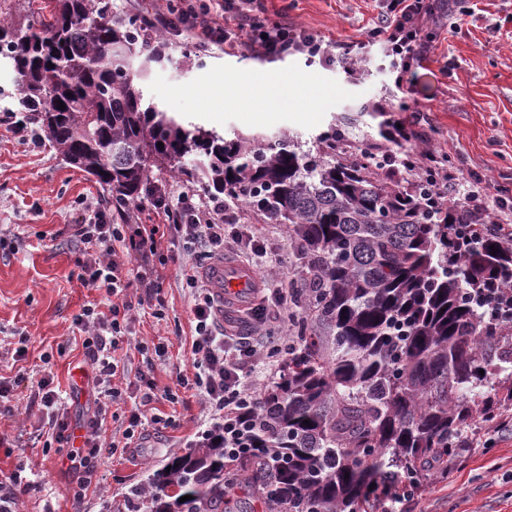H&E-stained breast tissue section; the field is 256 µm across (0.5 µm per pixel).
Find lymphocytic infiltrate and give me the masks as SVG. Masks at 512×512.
Returning a JSON list of instances; mask_svg holds the SVG:
<instances>
[{
    "label": "lymphocytic infiltrate",
    "instance_id": "f902f5d3",
    "mask_svg": "<svg viewBox=\"0 0 512 512\" xmlns=\"http://www.w3.org/2000/svg\"><path fill=\"white\" fill-rule=\"evenodd\" d=\"M386 2L385 11L364 39L332 42L312 29L269 19L264 0H206L199 7L176 5L172 0L161 7L154 0H138L139 36L150 43L160 34H183L200 54L216 48L228 54L256 52L271 59L304 54L342 65L353 63L364 50L377 46L399 65L397 83L410 84L434 49L431 28L446 0ZM370 108L379 114L385 129L371 154L374 169L403 171L439 202L466 209L475 223L512 244V206L492 193L490 178L443 169L439 152L418 150L424 137L420 118L401 116L391 100L372 101ZM150 205L152 221L144 224L131 220L126 210L114 212L102 202H91L87 205L88 218L75 230L74 272L78 281L84 287L104 291L110 299L106 310L87 307L77 320L84 356L96 372L101 395L86 421L81 446L73 444L68 409L52 378L37 383V404L46 416L47 435L58 447L71 451L70 460L78 472L73 493L77 500L91 487L102 452L113 455L128 450L141 438L146 424L160 429L175 426L170 416L145 417L144 408L163 400L177 403L182 389L198 396L207 432H223L225 448L235 452L233 440L257 402L259 382L272 376L287 354L286 347L276 344L273 337L254 339L221 325L217 295L210 282L192 273L185 279L194 297L191 374L179 375L176 388L158 386L152 370L155 360L168 353L162 339L137 344L142 366L136 372L119 367L115 353L130 333L128 313L133 303L150 304L160 295L159 269L168 259L165 244L177 246L184 255L206 259L223 257L230 250L257 258L266 253L248 227L227 234L226 227L235 224L236 215L223 199H206L190 188H167L151 193ZM133 287L141 290L134 302L128 299ZM111 420L120 424L122 436L108 441L103 433Z\"/></svg>",
    "mask_w": 512,
    "mask_h": 512
}]
</instances>
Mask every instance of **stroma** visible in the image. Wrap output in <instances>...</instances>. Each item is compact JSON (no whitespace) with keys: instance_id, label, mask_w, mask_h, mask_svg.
I'll list each match as a JSON object with an SVG mask.
<instances>
[{"instance_id":"35a3bbf8","label":"stroma","mask_w":512,"mask_h":512,"mask_svg":"<svg viewBox=\"0 0 512 512\" xmlns=\"http://www.w3.org/2000/svg\"><path fill=\"white\" fill-rule=\"evenodd\" d=\"M381 0H267L270 18H286L318 31L327 40L351 41L372 27ZM468 8L461 30L449 33L448 20L435 26L427 64L429 91L397 88L389 57L374 53L366 72L351 77L339 65L298 54L270 61L260 56L195 53L180 36L166 35L162 63L154 65L145 97L183 124H197L225 137L233 133L288 135L296 151L312 149L317 136L337 129L346 137L372 139L380 118L363 106L388 96L395 106L423 110L429 140L448 148V165L478 171L493 183L512 179V0H461ZM12 71L0 69V231L21 240L18 252L0 251V379L14 382L6 399L17 407L0 418V486L21 482L19 498L1 504L5 512H144L140 491L154 471L196 443L201 424L199 400L182 393L178 404L159 403V412L177 425L162 431L146 425L140 446L124 456H102L97 485L74 502L77 474L67 451L46 447L43 413L33 402L38 381L53 377L72 424L95 408L98 389L87 364L76 320L84 307L105 302L104 292L80 285L74 268L73 235L78 200L85 195L110 201L92 176L69 164L50 142L33 145L14 130L6 110L13 107ZM300 83L324 98L321 111L284 105L263 119L242 103L240 93L273 79ZM240 221L255 225L268 243L263 266L246 261L269 287L297 279L284 225L265 223L248 207ZM185 261L162 268L164 319L132 311L131 333L122 353L129 368L141 357L142 339L167 337L166 360L156 362L159 386H172L189 372L191 297L184 283ZM403 512H512V426L499 432L493 448L471 449L447 477L424 483Z\"/></svg>"}]
</instances>
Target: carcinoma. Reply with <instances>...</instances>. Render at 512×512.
<instances>
[{"label":"carcinoma","instance_id":"obj_1","mask_svg":"<svg viewBox=\"0 0 512 512\" xmlns=\"http://www.w3.org/2000/svg\"><path fill=\"white\" fill-rule=\"evenodd\" d=\"M138 29L105 0H0L17 111L118 204L155 170L245 201L286 226L302 273L248 452L185 449L150 478L147 512H224L236 486L261 489L265 512H389L512 407V248L461 209L336 163L334 129L300 155L285 135L182 124L144 101L164 54Z\"/></svg>","mask_w":512,"mask_h":512}]
</instances>
